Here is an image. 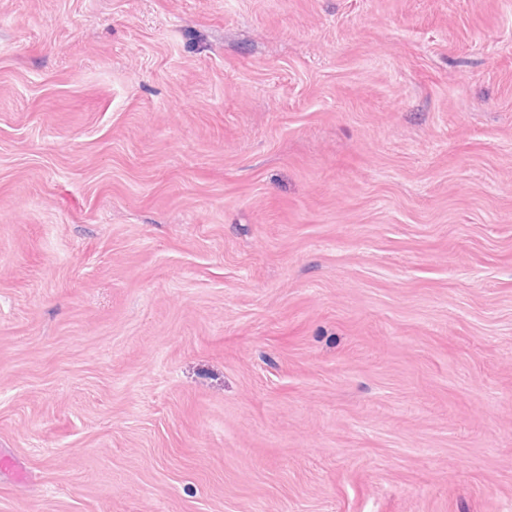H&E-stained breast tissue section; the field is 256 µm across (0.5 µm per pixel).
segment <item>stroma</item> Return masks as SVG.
<instances>
[{
    "label": "stroma",
    "instance_id": "1",
    "mask_svg": "<svg viewBox=\"0 0 512 512\" xmlns=\"http://www.w3.org/2000/svg\"><path fill=\"white\" fill-rule=\"evenodd\" d=\"M0 512H512V0H0Z\"/></svg>",
    "mask_w": 512,
    "mask_h": 512
}]
</instances>
